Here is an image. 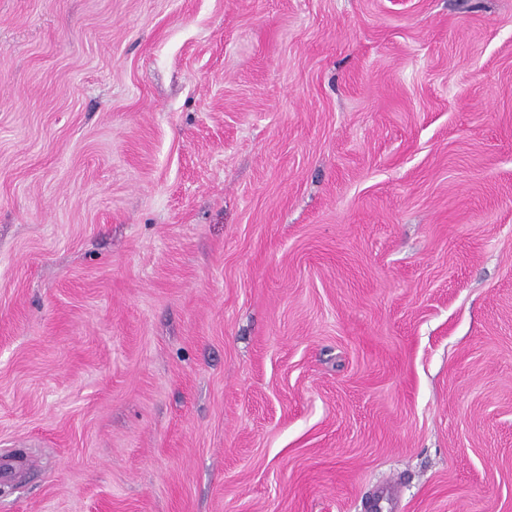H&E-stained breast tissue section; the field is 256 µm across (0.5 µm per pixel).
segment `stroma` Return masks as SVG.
<instances>
[{
  "label": "stroma",
  "instance_id": "obj_1",
  "mask_svg": "<svg viewBox=\"0 0 512 512\" xmlns=\"http://www.w3.org/2000/svg\"><path fill=\"white\" fill-rule=\"evenodd\" d=\"M0 512H512V0H0Z\"/></svg>",
  "mask_w": 512,
  "mask_h": 512
}]
</instances>
